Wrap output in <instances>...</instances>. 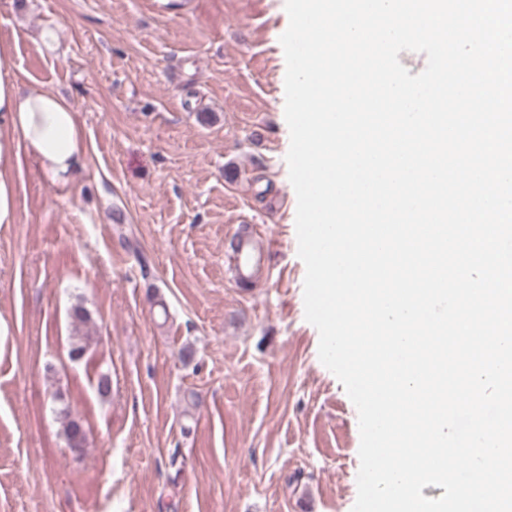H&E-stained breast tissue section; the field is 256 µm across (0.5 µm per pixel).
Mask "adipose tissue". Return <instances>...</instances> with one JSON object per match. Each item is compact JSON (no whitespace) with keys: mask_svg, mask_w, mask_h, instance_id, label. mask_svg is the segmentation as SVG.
Instances as JSON below:
<instances>
[{"mask_svg":"<svg viewBox=\"0 0 512 512\" xmlns=\"http://www.w3.org/2000/svg\"><path fill=\"white\" fill-rule=\"evenodd\" d=\"M22 152L56 183L83 166L86 146L73 106L60 94L21 87L11 55L0 47V225L18 221L11 162Z\"/></svg>","mask_w":512,"mask_h":512,"instance_id":"obj_1","label":"adipose tissue"}]
</instances>
